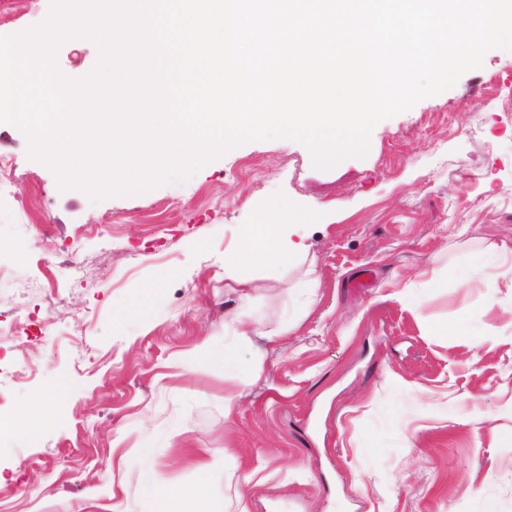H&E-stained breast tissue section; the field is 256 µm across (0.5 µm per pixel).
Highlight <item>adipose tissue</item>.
<instances>
[{
	"label": "adipose tissue",
	"mask_w": 512,
	"mask_h": 512,
	"mask_svg": "<svg viewBox=\"0 0 512 512\" xmlns=\"http://www.w3.org/2000/svg\"><path fill=\"white\" fill-rule=\"evenodd\" d=\"M296 230V225L284 223L279 216L262 224L245 226L239 247L224 255V272L235 278L242 287V300L250 298L248 287L251 280L247 274L248 269L285 266L304 257L303 244L293 239ZM68 394L67 384L61 383L53 387L45 397L32 404L12 422L13 433L24 437L28 442H37L52 404L64 400Z\"/></svg>",
	"instance_id": "adipose-tissue-1"
}]
</instances>
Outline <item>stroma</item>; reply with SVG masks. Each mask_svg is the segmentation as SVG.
<instances>
[{
	"instance_id": "obj_1",
	"label": "stroma",
	"mask_w": 512,
	"mask_h": 512,
	"mask_svg": "<svg viewBox=\"0 0 512 512\" xmlns=\"http://www.w3.org/2000/svg\"><path fill=\"white\" fill-rule=\"evenodd\" d=\"M50 10L0 0V36ZM99 57L75 37L56 63L81 79ZM0 162V323L20 296L29 316L9 343L17 375L0 378V420L70 384L38 442L0 437V512H155L163 496L193 512L203 481L238 512L245 475L249 512H512V266L496 252L512 249V51L489 50L378 123L365 158L329 171L298 141L254 140L189 179L94 203L61 193L9 123ZM280 208L307 259L251 269L261 333L227 373L201 354L230 342L224 316L240 308L224 255ZM48 261L66 283L55 304ZM167 269L150 325L118 320ZM463 310L468 335L432 332ZM286 320L288 336L266 346L263 331ZM218 451L223 466L202 479L198 462Z\"/></svg>"
}]
</instances>
